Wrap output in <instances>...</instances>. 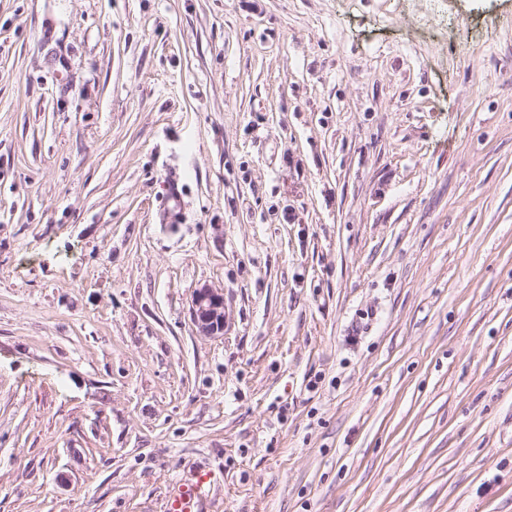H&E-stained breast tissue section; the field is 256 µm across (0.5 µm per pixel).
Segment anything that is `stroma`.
<instances>
[{"instance_id": "stroma-1", "label": "stroma", "mask_w": 512, "mask_h": 512, "mask_svg": "<svg viewBox=\"0 0 512 512\" xmlns=\"http://www.w3.org/2000/svg\"><path fill=\"white\" fill-rule=\"evenodd\" d=\"M421 8L0 0V512H512V0ZM191 317L203 336H217L224 332L226 313L223 292L209 285L195 288L191 298ZM213 484L202 469H194L190 477L175 487L170 496V512H201V503L212 492Z\"/></svg>"}]
</instances>
